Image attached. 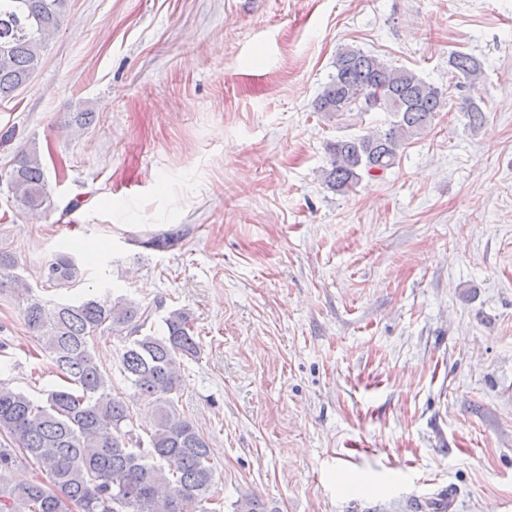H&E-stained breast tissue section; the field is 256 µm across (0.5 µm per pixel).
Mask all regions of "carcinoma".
I'll list each match as a JSON object with an SVG mask.
<instances>
[{"mask_svg":"<svg viewBox=\"0 0 512 512\" xmlns=\"http://www.w3.org/2000/svg\"><path fill=\"white\" fill-rule=\"evenodd\" d=\"M67 5L68 0H0V102L13 99L41 68ZM335 69L314 103L326 118L376 109L369 93L378 85L393 99L380 108L389 116L384 125L327 145L324 183L346 194L363 175L396 164L406 145L431 127L446 90L349 46L337 52ZM461 77L474 86L484 68L476 57L456 51L448 58V88H461ZM460 109L473 127L483 120L471 98ZM8 187L21 212L39 216L50 207L36 146L17 153ZM43 278L60 288L74 284L78 267L72 255L57 254ZM23 314L65 385L38 403L0 384V512H166L165 505L173 503L172 512H220L211 507L219 498L208 442L173 400L181 360L200 353L189 313L170 311L162 336L139 335L149 311L122 297L53 305L28 298ZM108 327L130 331L121 374L152 404L146 443L133 439L130 404L112 392L93 353L97 332ZM19 453L33 459L39 477L12 486L8 476Z\"/></svg>","mask_w":512,"mask_h":512,"instance_id":"obj_1","label":"carcinoma"}]
</instances>
